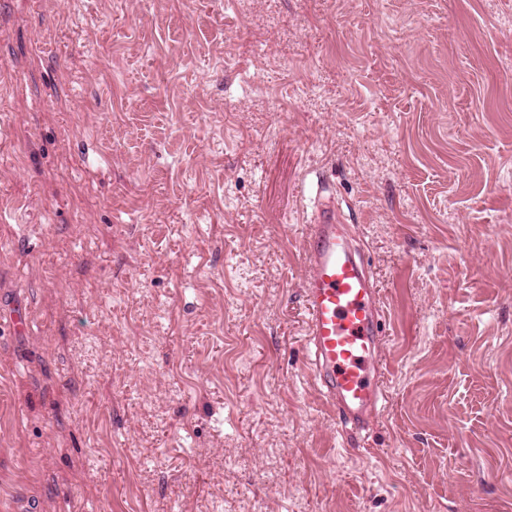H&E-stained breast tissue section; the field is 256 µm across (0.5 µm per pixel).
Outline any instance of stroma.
I'll use <instances>...</instances> for the list:
<instances>
[{"mask_svg":"<svg viewBox=\"0 0 512 512\" xmlns=\"http://www.w3.org/2000/svg\"><path fill=\"white\" fill-rule=\"evenodd\" d=\"M318 195L388 323L351 446ZM0 212V512H512V0H0ZM302 282L306 369L335 410L342 441L360 435L385 402V311L368 261L334 203L307 220Z\"/></svg>","mask_w":512,"mask_h":512,"instance_id":"obj_1","label":"stroma"}]
</instances>
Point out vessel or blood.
<instances>
[{"mask_svg":"<svg viewBox=\"0 0 512 512\" xmlns=\"http://www.w3.org/2000/svg\"><path fill=\"white\" fill-rule=\"evenodd\" d=\"M302 282L306 368L335 410L340 438L360 435L385 402V311L368 262L334 204L308 219Z\"/></svg>","mask_w":512,"mask_h":512,"instance_id":"1","label":"vessel or blood"}]
</instances>
